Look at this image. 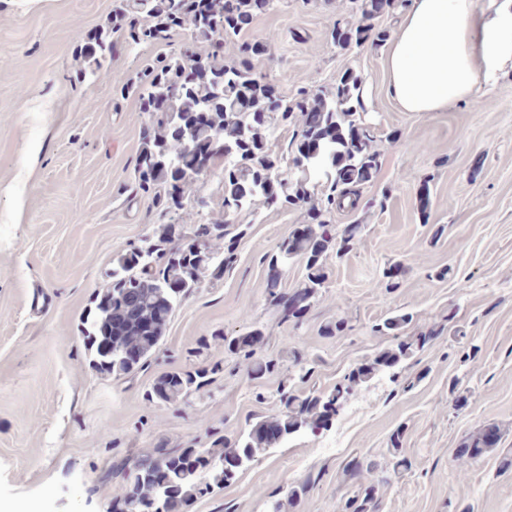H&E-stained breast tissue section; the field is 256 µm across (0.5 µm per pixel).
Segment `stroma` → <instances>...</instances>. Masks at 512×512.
<instances>
[{"label": "stroma", "mask_w": 512, "mask_h": 512, "mask_svg": "<svg viewBox=\"0 0 512 512\" xmlns=\"http://www.w3.org/2000/svg\"><path fill=\"white\" fill-rule=\"evenodd\" d=\"M122 0H0V512H107L116 463L153 449L209 448L274 414L294 356L313 372L304 389L326 391L393 338L373 325L408 315L400 336L431 340L351 395L333 427L269 449L224 489L188 512H266L288 486L311 480L289 512H335L339 499L376 483L380 512H512V72L439 112H406L390 90L387 44L341 47L337 23L356 21V0H273L242 34L269 38L254 74L278 95L335 94L345 71L361 82L379 165L356 209L334 224L362 225L352 249L328 253V279L302 321L283 320L266 292L268 260L306 209L258 208L236 217L238 259L223 278L173 313L147 369L116 378L90 365L81 320L112 276V257L158 224L134 170L149 124L137 95H121L170 47L204 52L177 35L172 46L115 42L89 76L80 33L110 34ZM214 173L192 178L175 217L181 232L219 218ZM405 273L388 287L382 272ZM335 336L321 328L336 319ZM259 327L261 353L278 373L253 376L224 341ZM474 348L460 360L458 347ZM219 365L210 386L175 405L145 399L157 376ZM460 380L469 403L455 410ZM269 400L258 403L256 392ZM498 446L477 461L455 459L461 441L488 424ZM403 432L408 470L382 480L352 458L384 462Z\"/></svg>", "instance_id": "stroma-1"}]
</instances>
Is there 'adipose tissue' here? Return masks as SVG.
Here are the masks:
<instances>
[{"label":"adipose tissue","instance_id":"1","mask_svg":"<svg viewBox=\"0 0 512 512\" xmlns=\"http://www.w3.org/2000/svg\"><path fill=\"white\" fill-rule=\"evenodd\" d=\"M512 67V0H409L389 44L394 95L408 112H435L473 97Z\"/></svg>","mask_w":512,"mask_h":512}]
</instances>
